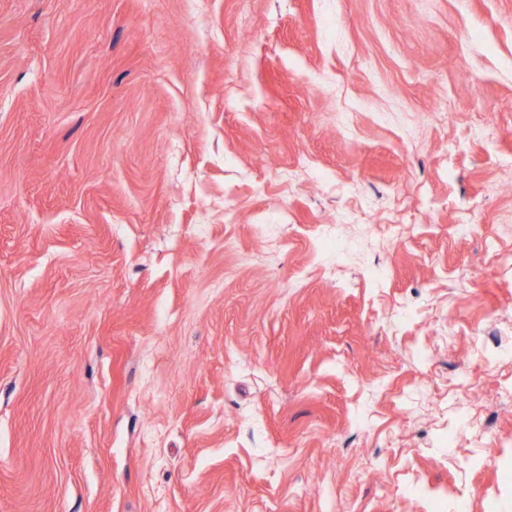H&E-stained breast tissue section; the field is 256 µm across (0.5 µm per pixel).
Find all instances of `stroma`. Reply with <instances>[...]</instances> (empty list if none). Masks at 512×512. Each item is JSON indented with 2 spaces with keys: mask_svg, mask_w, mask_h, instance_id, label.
Wrapping results in <instances>:
<instances>
[{
  "mask_svg": "<svg viewBox=\"0 0 512 512\" xmlns=\"http://www.w3.org/2000/svg\"><path fill=\"white\" fill-rule=\"evenodd\" d=\"M510 250L512 0H0V512H512Z\"/></svg>",
  "mask_w": 512,
  "mask_h": 512,
  "instance_id": "1",
  "label": "stroma"
}]
</instances>
